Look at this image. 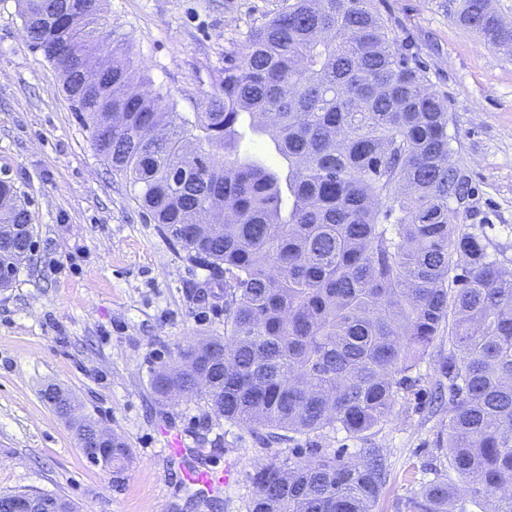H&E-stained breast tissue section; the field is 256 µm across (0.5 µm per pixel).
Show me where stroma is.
Masks as SVG:
<instances>
[{
	"mask_svg": "<svg viewBox=\"0 0 512 512\" xmlns=\"http://www.w3.org/2000/svg\"><path fill=\"white\" fill-rule=\"evenodd\" d=\"M283 0H103L109 29L128 37L178 110H196L208 74ZM398 43L418 55L448 99L454 161L476 188L468 227L512 272V54L485 44L448 14V0H375ZM0 179L14 182L33 226V249L0 288V494L53 492L79 512H249L264 465L315 456L344 462L378 451L385 478L373 512H399L437 465L448 409L431 404L447 337L412 370L392 414L360 438L341 431L273 443L266 432L216 418L198 399L159 400L152 376L185 345L224 333V280L155 224L96 154L60 91V75L0 0ZM70 391L83 415L131 451L121 473L91 464L75 432L44 400ZM232 467L222 492L182 481L171 433Z\"/></svg>",
	"mask_w": 512,
	"mask_h": 512,
	"instance_id": "1",
	"label": "stroma"
}]
</instances>
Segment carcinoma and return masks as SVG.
Listing matches in <instances>:
<instances>
[{"instance_id": "carcinoma-1", "label": "carcinoma", "mask_w": 512, "mask_h": 512, "mask_svg": "<svg viewBox=\"0 0 512 512\" xmlns=\"http://www.w3.org/2000/svg\"><path fill=\"white\" fill-rule=\"evenodd\" d=\"M28 37L112 173L192 257L224 278V336L180 351L156 393L194 395L274 440L326 430L359 437L392 413L407 373L438 336L451 406L434 470L405 512H512V273L463 224L475 187L450 161L447 98L372 0H288L224 53L212 91L184 118L139 72L125 38L103 34L100 0H18ZM450 15L512 52L494 0H448ZM103 44L110 71L86 72ZM267 136L283 167L242 153ZM0 225L31 246L28 211L0 180ZM0 253V282L20 272ZM205 373L208 391L192 387ZM130 459L115 439L105 468ZM376 451L322 457L255 477L249 512H373Z\"/></svg>"}]
</instances>
